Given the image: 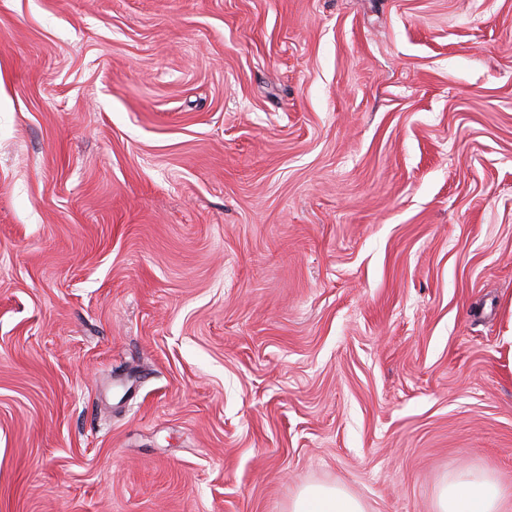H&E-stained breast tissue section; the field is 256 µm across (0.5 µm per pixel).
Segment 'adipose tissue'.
I'll use <instances>...</instances> for the list:
<instances>
[{"instance_id": "ef3b65f1", "label": "adipose tissue", "mask_w": 512, "mask_h": 512, "mask_svg": "<svg viewBox=\"0 0 512 512\" xmlns=\"http://www.w3.org/2000/svg\"><path fill=\"white\" fill-rule=\"evenodd\" d=\"M502 490L493 478L466 471L448 478L438 493L436 512H500ZM289 512H366L363 502L347 491L325 485L302 489Z\"/></svg>"}]
</instances>
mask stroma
Here are the masks:
<instances>
[{
	"label": "stroma",
	"mask_w": 512,
	"mask_h": 512,
	"mask_svg": "<svg viewBox=\"0 0 512 512\" xmlns=\"http://www.w3.org/2000/svg\"><path fill=\"white\" fill-rule=\"evenodd\" d=\"M512 512V0H0V512ZM501 499L502 490L493 478L466 471L441 486L436 512H501ZM289 512H366L363 502L336 486L311 485L302 489Z\"/></svg>",
	"instance_id": "35a3bbf8"
}]
</instances>
